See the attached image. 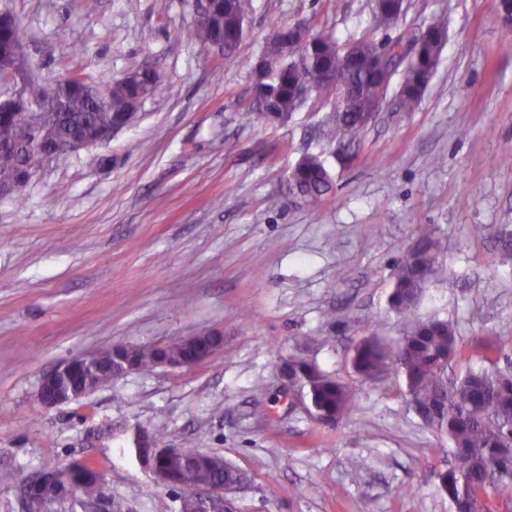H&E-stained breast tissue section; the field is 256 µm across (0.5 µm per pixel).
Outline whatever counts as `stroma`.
I'll return each instance as SVG.
<instances>
[{"label":"stroma","instance_id":"obj_1","mask_svg":"<svg viewBox=\"0 0 512 512\" xmlns=\"http://www.w3.org/2000/svg\"><path fill=\"white\" fill-rule=\"evenodd\" d=\"M248 34L232 55L188 39L187 0H0L39 77H120L130 59L160 84L133 123L60 158L0 197V512H24L25 479L74 461L104 478L122 512H178L137 459V428L162 445L218 453L244 471L240 512H451L435 471L448 443L397 377L359 381V408L329 429L291 405L278 376L296 354L349 378V347L398 337L393 264L433 230L447 266L421 315L452 321L467 348L512 325V26L497 0H405L389 31L373 0H241ZM448 30L414 111L389 88L351 143L322 135L332 101L311 94L287 123L243 118L259 47L302 23L340 41L410 42ZM307 153L335 178L319 212L285 198ZM280 208H270L271 198ZM344 309L348 319L330 313ZM204 330L224 347L190 369L128 375L51 409L34 393L62 360Z\"/></svg>","mask_w":512,"mask_h":512}]
</instances>
